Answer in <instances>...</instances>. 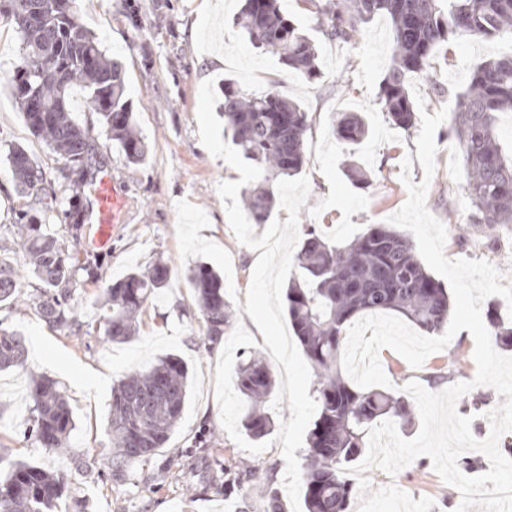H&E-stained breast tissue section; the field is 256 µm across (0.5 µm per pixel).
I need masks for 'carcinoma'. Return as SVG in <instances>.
<instances>
[{"instance_id": "cac0c4a2", "label": "carcinoma", "mask_w": 512, "mask_h": 512, "mask_svg": "<svg viewBox=\"0 0 512 512\" xmlns=\"http://www.w3.org/2000/svg\"><path fill=\"white\" fill-rule=\"evenodd\" d=\"M47 5V20L29 29L25 19L38 2ZM73 0H10V17L17 26L23 63L8 79L32 133L65 163L80 173L64 180L71 192L62 220L69 237L50 232L42 223L45 172L19 144L9 148L8 162L15 190L30 198L19 211L12 252L21 253L27 275L40 282L32 299L49 325L75 334L80 324L69 300L81 266L74 257L82 238L85 210L77 191L93 182L100 168L90 129L70 115V94L78 85L87 92L89 109L119 142L129 165H140L148 146L136 130L126 99L121 63L106 57L100 43L80 26ZM317 17L322 36L339 44L356 43L364 24L377 15L391 21L389 67L380 84L381 112L394 127L408 131L416 122V103L409 92L411 78L425 82L430 97L454 101L448 134L457 142L470 199L472 224H512V159L501 152L495 119L512 110V53L478 64L462 92L435 78L437 53L460 37L491 40L512 37V0H300ZM237 25L253 45L278 58L292 72L309 80L319 78L318 43L281 11L278 0H244ZM224 125L243 158L263 171L242 192L253 224H266L276 208L275 183L299 175L306 163V141L313 118L297 101L271 88L244 91L224 82ZM332 131L344 144L369 135V124L356 112H343ZM347 176L362 188L371 178L353 160ZM294 265L298 273L287 285L288 320L316 376L318 417L308 436L303 474L306 512H350L353 485L346 468L364 453L366 431L379 420L403 426L414 418L407 399L396 392L358 390L343 378L340 363L346 331L356 318L388 312L425 333L448 325L447 289L434 278L415 253L408 235L386 224H370L353 238L338 243L305 230ZM206 339L214 342L232 321L220 275L199 263L189 269ZM24 275L9 259L0 258V303L20 298ZM169 286L168 265L158 259L134 269L106 289L103 307L105 339L125 343L136 332L145 305ZM490 338L512 346V327L488 311ZM24 363V342L13 331L0 329V371ZM235 385L245 403L240 425L260 440L275 427L266 404L275 391L268 366L251 359L239 366ZM188 371L180 360L166 357L146 370L132 371L112 388L109 435L112 459L109 476L121 479L125 468L146 461L163 448L177 427L188 397ZM32 431L44 448L68 451L75 428L64 394L45 378L33 379ZM70 492L67 477L38 465L14 461L0 453V512H55Z\"/></svg>"}]
</instances>
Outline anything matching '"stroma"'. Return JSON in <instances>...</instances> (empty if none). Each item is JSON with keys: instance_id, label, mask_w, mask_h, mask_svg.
<instances>
[{"instance_id": "stroma-1", "label": "stroma", "mask_w": 512, "mask_h": 512, "mask_svg": "<svg viewBox=\"0 0 512 512\" xmlns=\"http://www.w3.org/2000/svg\"><path fill=\"white\" fill-rule=\"evenodd\" d=\"M202 0H75L81 26L98 38L107 56L125 66L126 98L139 131L149 145L145 164L126 165L117 143L107 135L96 113L90 112L83 90H76L72 116L91 130L104 170L123 187L127 199L124 221L115 225L109 248H92L81 241L79 264L97 265L95 277L79 273L71 297L85 332L80 336L49 327L33 305L0 306V328L15 331L27 348L23 367L0 372V451L41 467L65 472L70 495L56 512H75L76 500L88 512H266L269 494L287 500L283 486L285 461L281 442L252 455L226 433L214 397L217 360L222 343L209 342L186 271L204 262L224 277V297L254 337V347L240 346L236 359L255 355L271 361L263 335L245 311L246 291L259 256L241 245L227 220L216 186L239 180V173L201 144L196 119L202 82L215 78L216 89L232 80L245 90L276 87L298 100L314 118L307 139L303 173L310 196L300 209V228L313 227L344 240L368 225L385 223L407 199L400 179L401 162L416 153V136L393 128L378 104L381 80L390 64V23L373 18L355 45L320 41V79L310 81L287 70L278 60L255 49L234 25L242 0H222L211 15H198ZM512 51L506 39L460 38L451 65H438L436 77L463 91L472 69L483 60ZM363 113L371 134L345 148L334 139V114ZM24 146L43 165L46 191H58L61 162L28 128L9 87L0 88V244L12 239L13 217L25 205L15 191L7 159L9 146ZM436 170L426 204L444 222L448 236L444 252L451 259L492 258L512 275V224L492 227L470 224V200L464 194L465 169L454 142L436 134ZM354 156L373 183L362 189L345 175L344 162ZM164 259L169 286L138 316L132 342L104 339L100 317L112 280L132 266L145 267ZM176 355L186 365L191 382L180 424L169 443L147 461L133 464L120 481L105 478L112 456L108 432L112 388L136 368ZM379 358L391 388L443 375L446 385L472 380L474 359L456 366L447 351L430 355L414 368L392 350ZM56 382L72 410L75 428L71 453L42 448L31 432L32 376ZM373 488L396 484L420 499H433L430 512H456L461 494L445 484L429 457L416 458L396 477L380 469L368 473Z\"/></svg>"}]
</instances>
